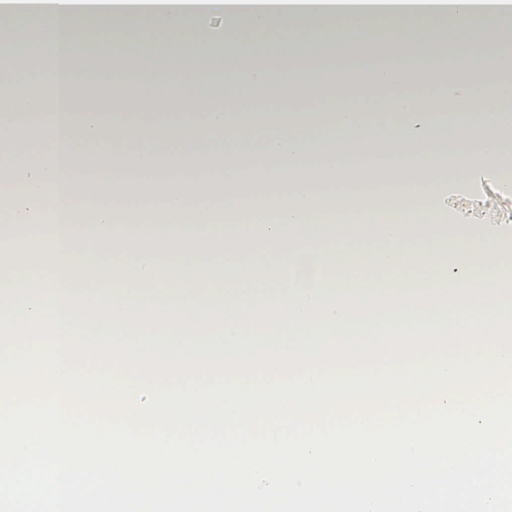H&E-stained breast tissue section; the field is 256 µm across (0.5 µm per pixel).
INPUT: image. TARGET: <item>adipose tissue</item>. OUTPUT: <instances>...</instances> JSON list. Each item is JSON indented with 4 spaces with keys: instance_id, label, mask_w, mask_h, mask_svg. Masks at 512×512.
<instances>
[{
    "instance_id": "1",
    "label": "adipose tissue",
    "mask_w": 512,
    "mask_h": 512,
    "mask_svg": "<svg viewBox=\"0 0 512 512\" xmlns=\"http://www.w3.org/2000/svg\"><path fill=\"white\" fill-rule=\"evenodd\" d=\"M474 0L418 5L414 0H109L79 7L76 0H37L25 10L0 9V47L26 56L47 47L36 81L0 73L6 100L0 121L21 127L43 152L29 161L0 143V170L19 181L0 212L7 229L0 258L26 267L18 245L35 236L43 265L42 288L12 279L1 296L24 294L23 317L59 318L77 329L87 307H107L108 329L153 330L157 313L179 322L183 309L202 307L206 330L335 326L374 335L421 329L445 321H474L481 330L512 325V290L501 282L512 270V226L487 231L477 224L447 227L437 182L417 179L458 161L502 182L512 180V51L503 41L475 44L473 33L502 25L507 15L476 11ZM24 26L30 37L14 42L8 31ZM154 27L171 34L175 52L142 58L131 73L139 82L167 87L163 110L141 100L122 108L93 100L77 107L70 83L128 72L88 66L85 41L120 30L128 39ZM385 35V54L347 50L349 34ZM218 38L222 56H197L193 43ZM453 60L452 70L443 63ZM317 71L330 88L304 86L291 94L270 85L278 70ZM358 69L362 79L341 80ZM236 86L215 101L188 98L186 87ZM116 168L120 175H149L154 203L143 205L106 190L75 193L81 168ZM358 167L382 175L405 172L393 190L356 226L353 210H320L317 194L355 189L346 175ZM191 186L167 192L171 176ZM247 179L246 199L216 198L215 181ZM427 205L412 210L411 202ZM93 214L94 232L72 215ZM254 224L262 246L241 239ZM132 215L115 229L116 212ZM317 224V238L289 229ZM167 239L151 251L147 240ZM193 248H184V241ZM82 263L88 279L109 277L107 296L77 298L70 272ZM341 277L324 280L323 270Z\"/></svg>"
}]
</instances>
